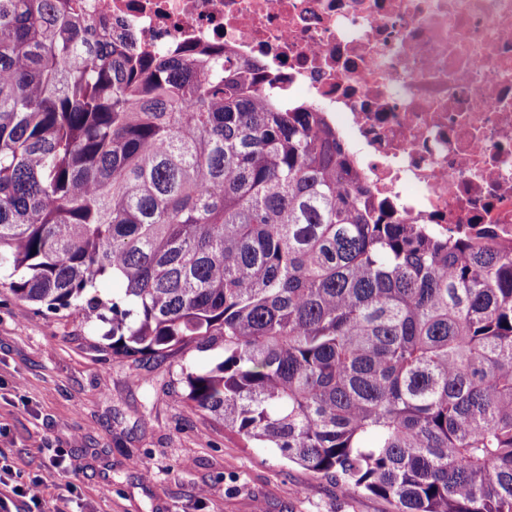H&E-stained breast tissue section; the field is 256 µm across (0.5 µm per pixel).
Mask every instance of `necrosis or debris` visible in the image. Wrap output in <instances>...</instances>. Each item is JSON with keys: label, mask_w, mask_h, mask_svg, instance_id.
Here are the masks:
<instances>
[{"label": "necrosis or debris", "mask_w": 512, "mask_h": 512, "mask_svg": "<svg viewBox=\"0 0 512 512\" xmlns=\"http://www.w3.org/2000/svg\"><path fill=\"white\" fill-rule=\"evenodd\" d=\"M143 52L228 50L323 104L377 198L512 239V0H86Z\"/></svg>", "instance_id": "necrosis-or-debris-1"}]
</instances>
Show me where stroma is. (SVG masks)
I'll return each mask as SVG.
<instances>
[{
	"label": "stroma",
	"instance_id": "obj_1",
	"mask_svg": "<svg viewBox=\"0 0 512 512\" xmlns=\"http://www.w3.org/2000/svg\"><path fill=\"white\" fill-rule=\"evenodd\" d=\"M0 276V469L46 512H391L274 448L243 446L185 398L221 349L116 359L104 326L34 314Z\"/></svg>",
	"mask_w": 512,
	"mask_h": 512
}]
</instances>
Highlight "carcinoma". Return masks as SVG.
<instances>
[{"instance_id": "1", "label": "carcinoma", "mask_w": 512, "mask_h": 512, "mask_svg": "<svg viewBox=\"0 0 512 512\" xmlns=\"http://www.w3.org/2000/svg\"><path fill=\"white\" fill-rule=\"evenodd\" d=\"M262 80L83 0H0L9 290L108 326L114 358L222 348L188 401L393 512H512V247L392 216Z\"/></svg>"}]
</instances>
